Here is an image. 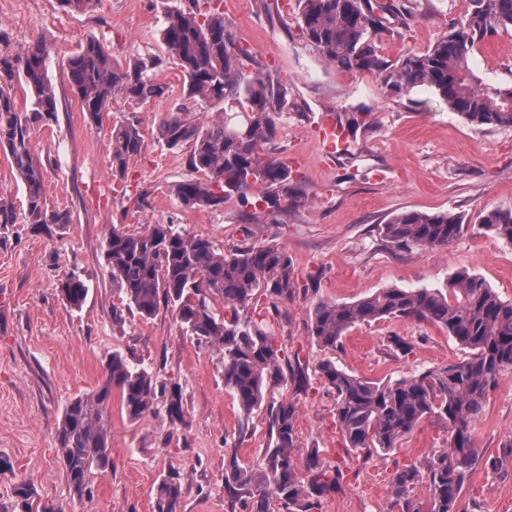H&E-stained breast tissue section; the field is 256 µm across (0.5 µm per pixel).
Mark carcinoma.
<instances>
[{
	"label": "carcinoma",
	"instance_id": "carcinoma-1",
	"mask_svg": "<svg viewBox=\"0 0 512 512\" xmlns=\"http://www.w3.org/2000/svg\"><path fill=\"white\" fill-rule=\"evenodd\" d=\"M395 3L378 0H297V24L309 49L325 63L344 72L368 74L382 86L401 92L417 86L435 89L448 106L478 125L512 127V87L482 82L469 67L482 41L512 28V0H469L464 19L450 27L427 50L391 60L379 51L377 38L387 31L384 14ZM161 39L181 69L182 95L216 117L200 120L181 106L171 110L158 128V141L173 153L185 155L190 170L205 179L177 184L175 194L190 209L218 210L232 196L243 206L279 215L285 203L300 199L288 165L263 153L273 142L287 101L288 88L253 62L227 31L224 14L191 7L166 8ZM49 49L36 42L13 52L0 50V150L23 185L28 224H69L66 211H50L44 196L43 173L35 158L31 129L58 121L55 88L47 77ZM160 58H135L122 65L99 40L90 38L66 59V76L82 110L99 122L112 97L123 94L137 101L165 100L169 87L154 77ZM25 84L30 109L17 107L13 87ZM112 172L125 175L130 159L141 154L145 140L131 119L112 127ZM481 224L512 243V211L490 210ZM464 229L461 217L448 212L405 211L381 228L398 246H448ZM104 255L112 284L122 292L132 313L147 320L161 306L172 308L186 333L202 346L222 354L224 388L239 410V434L248 430L256 410L268 419V444L255 467L239 464L231 450L224 471V493L242 503L244 512H317L321 498L342 478L339 466L321 464L319 450L306 458L302 476L296 446L295 403L276 394L292 380L305 378L292 371L288 355L263 326L245 314L263 297L274 309L302 293L288 251L277 244L237 248L221 253L213 243L190 235L173 224H153L143 232L112 229ZM61 300L81 308L89 288L72 272L58 280ZM224 302V315L212 302ZM390 317L412 318L444 327L467 358L425 370L393 382L372 381L351 374L330 359L317 365L321 380L335 394V411L349 447L389 452L424 419L448 432V448L424 463L394 473L389 512H458L465 482L480 461L492 469L512 462V439L500 454L484 458L472 440V424L482 414L488 392L500 374L512 370V300L503 299L476 274L461 271L445 289L386 288L350 303L319 300L308 324L311 341L334 349L345 333L359 323ZM98 388L69 399L55 428L57 462L69 491L79 499L92 495L96 477L112 469L110 404L120 394L129 418L151 413L158 396L165 397L169 416L183 421L182 391L161 383L139 364L115 352L104 366ZM428 481L430 499L411 497L418 481ZM156 512H182V483L169 474L156 488Z\"/></svg>",
	"mask_w": 512,
	"mask_h": 512
}]
</instances>
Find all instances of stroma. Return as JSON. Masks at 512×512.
<instances>
[{"label":"stroma","instance_id":"stroma-1","mask_svg":"<svg viewBox=\"0 0 512 512\" xmlns=\"http://www.w3.org/2000/svg\"><path fill=\"white\" fill-rule=\"evenodd\" d=\"M404 3L410 19H391L381 38L390 59L425 51L468 8V0ZM216 6L236 42L288 87L279 136L263 150L292 170L302 199L276 219L245 216L234 197L217 211L180 204L174 187L194 173L183 155L157 139L159 123L182 101L183 78L174 63L154 72L170 86L168 99L116 95L96 125L71 92L65 61L87 39H99L121 62L165 57L162 0H96L83 13L63 11L58 0H0V32L9 49L36 42L50 49L47 74L59 120L35 128L31 143L43 167L48 209L72 216L71 223L46 230L21 219L0 229V295L7 297L0 302V512H13L23 485L32 512L47 505L63 512H155L156 487L172 469L182 474L183 512H242L224 496V468L232 449L241 465L260 462L268 443L266 415L254 412L248 435L239 437V410L224 388L219 352L197 346L171 310L113 321V309H123L125 301L104 256L112 229L136 233L172 223L223 252L277 244L287 249L299 280L316 277L314 293L263 319L278 346L310 370L305 389L283 390L296 404L294 455L302 460L316 448L325 464L343 471L319 512H387L392 473L446 448L448 434L426 419L394 451L351 450L334 414L335 396L314 371L317 362L328 357L349 373L394 381L462 360L468 351L443 327L391 318L351 327L336 351L327 352L308 336L314 304L354 302L385 288H442L461 270L512 300V244L480 224L486 211H512V127L470 123L432 88L395 93L372 76L326 64L300 36L295 0H217ZM469 64L481 81L512 87V30L480 44ZM343 112L363 113L364 122L348 152L331 155L319 124ZM128 118L138 121L145 147L119 178L112 174L111 131ZM144 188L149 196L142 200ZM404 211L450 212L465 229L445 248H398L380 227ZM72 271L89 288L79 310L65 305L56 289ZM398 339L409 353L395 347ZM115 352L150 368L159 381L180 384L184 420L172 421L160 401L132 421L113 400L112 469L96 479L91 497L79 500L70 496L57 463V418L70 398L102 383ZM472 436L488 455L512 438V372L490 391ZM459 510L512 512V466L496 472L477 466Z\"/></svg>","mask_w":512,"mask_h":512}]
</instances>
